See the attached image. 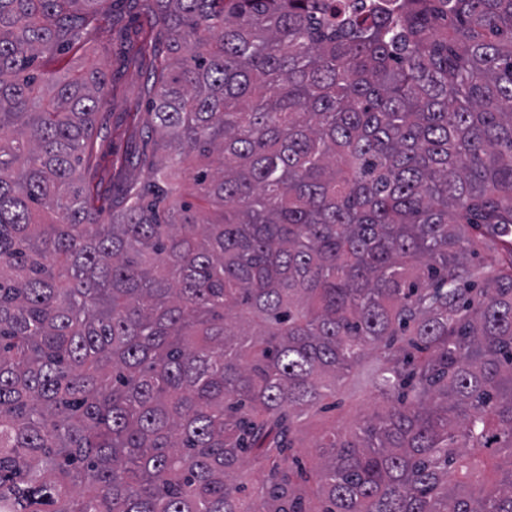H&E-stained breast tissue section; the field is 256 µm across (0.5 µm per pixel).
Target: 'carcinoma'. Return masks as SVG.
Masks as SVG:
<instances>
[{
  "label": "carcinoma",
  "instance_id": "cac0c4a2",
  "mask_svg": "<svg viewBox=\"0 0 512 512\" xmlns=\"http://www.w3.org/2000/svg\"><path fill=\"white\" fill-rule=\"evenodd\" d=\"M100 2L0 0V512H512V0H127L117 192ZM45 61H48L50 69H69L72 71L81 69L85 65H89V63H94L96 67L102 68L109 77L113 74L118 78L120 84L126 91V96H118L112 100L111 112H114L112 115L113 120H115L121 112H125L130 105L133 106L138 100L140 85L143 81L141 73L136 67L123 64L112 51L108 54H99L86 60L82 51L72 49L67 53L57 54L52 58L47 56L43 58L41 62L45 63ZM126 147L127 141L123 135L112 133V137L106 140L101 159V172L105 178H108L111 171L112 161L122 155L126 151ZM341 402L336 409L327 411L317 416L310 427L307 429V438L311 439L324 423L332 424L336 421V426L341 425L354 416L371 413L375 408V404L370 401H363L358 397H350L347 393L342 392L336 397Z\"/></svg>",
  "mask_w": 512,
  "mask_h": 512
}]
</instances>
